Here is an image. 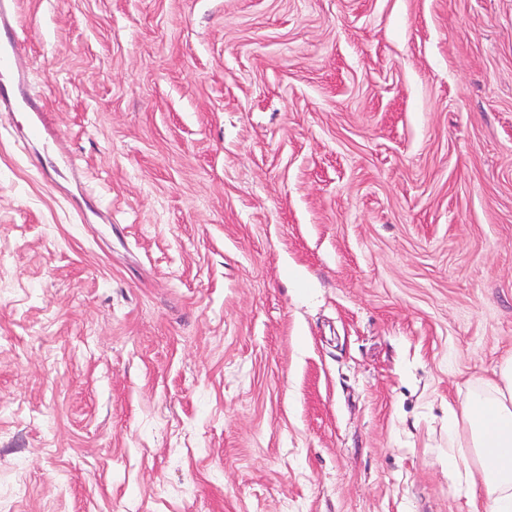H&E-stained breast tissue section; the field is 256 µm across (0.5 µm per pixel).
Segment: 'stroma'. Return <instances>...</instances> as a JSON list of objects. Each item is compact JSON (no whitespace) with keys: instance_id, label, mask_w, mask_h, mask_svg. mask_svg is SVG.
Returning a JSON list of instances; mask_svg holds the SVG:
<instances>
[{"instance_id":"35a3bbf8","label":"stroma","mask_w":512,"mask_h":512,"mask_svg":"<svg viewBox=\"0 0 512 512\" xmlns=\"http://www.w3.org/2000/svg\"><path fill=\"white\" fill-rule=\"evenodd\" d=\"M84 195L0 112V512H467L512 356V0H19Z\"/></svg>"}]
</instances>
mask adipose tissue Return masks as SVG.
I'll list each match as a JSON object with an SVG mask.
<instances>
[{
  "instance_id": "1",
  "label": "adipose tissue",
  "mask_w": 512,
  "mask_h": 512,
  "mask_svg": "<svg viewBox=\"0 0 512 512\" xmlns=\"http://www.w3.org/2000/svg\"><path fill=\"white\" fill-rule=\"evenodd\" d=\"M448 422L464 434L487 487L484 498L469 501L468 512H512V358L486 389L468 393L459 409L450 410Z\"/></svg>"
}]
</instances>
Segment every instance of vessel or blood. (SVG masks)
Instances as JSON below:
<instances>
[{
  "mask_svg": "<svg viewBox=\"0 0 512 512\" xmlns=\"http://www.w3.org/2000/svg\"><path fill=\"white\" fill-rule=\"evenodd\" d=\"M17 0H0V111L26 112L28 136L43 139L49 123L43 102L31 94L19 49Z\"/></svg>",
  "mask_w": 512,
  "mask_h": 512,
  "instance_id": "obj_1",
  "label": "vessel or blood"
}]
</instances>
